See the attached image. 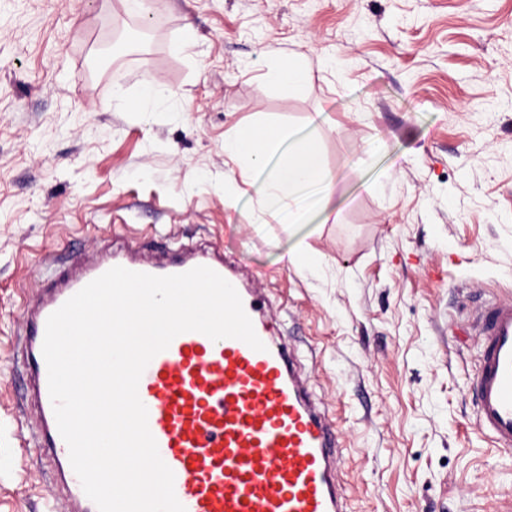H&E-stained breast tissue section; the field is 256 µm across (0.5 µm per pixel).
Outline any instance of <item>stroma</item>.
Masks as SVG:
<instances>
[{
    "instance_id": "1",
    "label": "stroma",
    "mask_w": 512,
    "mask_h": 512,
    "mask_svg": "<svg viewBox=\"0 0 512 512\" xmlns=\"http://www.w3.org/2000/svg\"><path fill=\"white\" fill-rule=\"evenodd\" d=\"M290 55L296 88L273 77ZM151 78L171 97L128 111ZM253 126L318 145L333 187L301 223L224 155ZM112 241L204 244L264 288L348 512H512V452L467 393L477 310L512 299V0H0V512L56 502L26 442L25 302Z\"/></svg>"
}]
</instances>
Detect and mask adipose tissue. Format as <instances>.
Here are the masks:
<instances>
[{
	"instance_id": "obj_1",
	"label": "adipose tissue",
	"mask_w": 512,
	"mask_h": 512,
	"mask_svg": "<svg viewBox=\"0 0 512 512\" xmlns=\"http://www.w3.org/2000/svg\"><path fill=\"white\" fill-rule=\"evenodd\" d=\"M284 152L285 157L271 175L263 195L264 207L275 213L290 210L299 190L306 186H330L317 145L308 139L294 137L293 133L278 130L261 136L251 130L225 138L224 153L231 157H244L252 166L262 167L269 154Z\"/></svg>"
}]
</instances>
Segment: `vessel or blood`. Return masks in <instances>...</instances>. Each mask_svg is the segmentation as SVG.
<instances>
[{"label": "vessel or blood", "instance_id": "vessel-or-blood-1", "mask_svg": "<svg viewBox=\"0 0 512 512\" xmlns=\"http://www.w3.org/2000/svg\"><path fill=\"white\" fill-rule=\"evenodd\" d=\"M156 276L206 266L238 292L265 348L235 338L176 336L144 370L138 395L159 454L174 473L185 512H345L336 481L338 438L297 377L287 346L264 320L266 299L219 253L106 247L73 258L27 308L21 342L24 397L42 422L35 439L62 481L65 512H98L74 472L48 390L42 347L48 317L109 269ZM477 366L468 383L481 433L512 449V301H486L477 312Z\"/></svg>", "mask_w": 512, "mask_h": 512}]
</instances>
